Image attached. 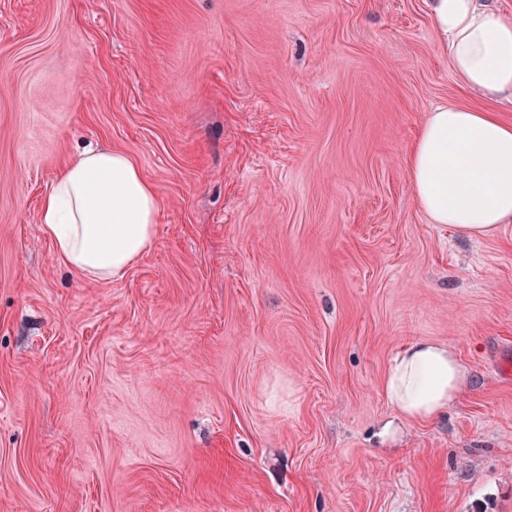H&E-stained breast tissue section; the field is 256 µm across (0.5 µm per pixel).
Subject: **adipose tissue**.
<instances>
[{
  "label": "adipose tissue",
  "instance_id": "1",
  "mask_svg": "<svg viewBox=\"0 0 512 512\" xmlns=\"http://www.w3.org/2000/svg\"><path fill=\"white\" fill-rule=\"evenodd\" d=\"M455 76L491 101L512 102V11L495 0H425ZM413 198L435 224L488 236L512 223V124L493 113L436 107L407 159ZM160 204L128 154L90 147L43 196L39 221L57 261L81 279L122 277L154 245ZM468 369L448 344L420 339L394 357L382 393L397 423L438 418L464 390Z\"/></svg>",
  "mask_w": 512,
  "mask_h": 512
}]
</instances>
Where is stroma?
I'll return each mask as SVG.
<instances>
[{
    "instance_id": "35a3bbf8",
    "label": "stroma",
    "mask_w": 512,
    "mask_h": 512,
    "mask_svg": "<svg viewBox=\"0 0 512 512\" xmlns=\"http://www.w3.org/2000/svg\"><path fill=\"white\" fill-rule=\"evenodd\" d=\"M465 89L425 0H0V512H512V224L415 203ZM156 188L153 249L87 282L40 230L88 145ZM416 339L470 381L377 435Z\"/></svg>"
}]
</instances>
